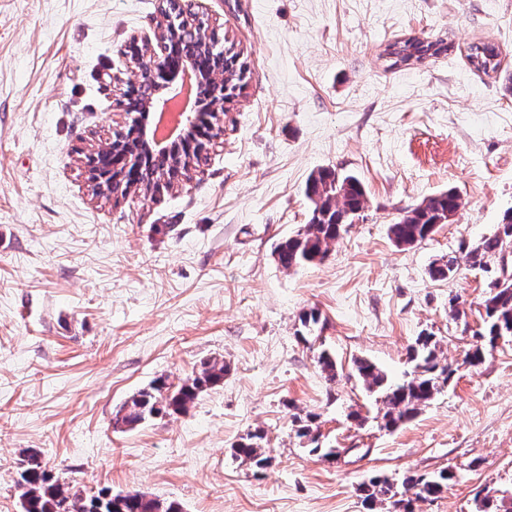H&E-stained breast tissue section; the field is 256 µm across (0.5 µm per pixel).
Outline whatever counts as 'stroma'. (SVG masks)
I'll list each match as a JSON object with an SVG mask.
<instances>
[{
    "label": "stroma",
    "mask_w": 512,
    "mask_h": 512,
    "mask_svg": "<svg viewBox=\"0 0 512 512\" xmlns=\"http://www.w3.org/2000/svg\"><path fill=\"white\" fill-rule=\"evenodd\" d=\"M159 3L0 0V512H22L31 450L86 493L183 512H386L363 482L442 469L454 479L413 512L512 493V337L463 363L489 275H429L512 207V0H193L243 50V94L188 181L115 203L92 194L84 155L125 125L127 45L153 37ZM408 36L450 49L387 69L385 45ZM476 43L498 48L500 72L470 64ZM326 167L355 173L365 206L323 261L283 269L274 247L307 224L305 184ZM449 189L454 222L396 246L390 224ZM424 333L457 372L415 418L379 428L353 363L401 382ZM213 358L224 381L186 412L114 426L133 394ZM309 415L339 456L297 436ZM254 433L263 470L234 453Z\"/></svg>",
    "instance_id": "stroma-1"
}]
</instances>
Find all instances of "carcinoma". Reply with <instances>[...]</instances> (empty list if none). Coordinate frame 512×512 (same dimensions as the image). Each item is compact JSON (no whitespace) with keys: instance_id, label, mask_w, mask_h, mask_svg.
Listing matches in <instances>:
<instances>
[{"instance_id":"obj_1","label":"carcinoma","mask_w":512,"mask_h":512,"mask_svg":"<svg viewBox=\"0 0 512 512\" xmlns=\"http://www.w3.org/2000/svg\"><path fill=\"white\" fill-rule=\"evenodd\" d=\"M227 50L225 62L235 69L233 85L225 97H235L236 86H244L243 80L247 63L235 44L224 40ZM448 51L443 41H426L416 37L387 44L382 53L387 67L401 68L414 66L430 56ZM471 64L487 74L496 73L500 68L499 53L489 44L475 45L469 55ZM305 195L311 202V217L306 229L280 241L275 247L278 263L287 269L297 268L323 259L330 243L341 236L344 226L355 214L364 208L366 195L359 178L348 171L340 174L336 170L322 168L313 173L306 184ZM461 200L452 190L442 191L427 198L389 225V235L398 247H412L429 237L437 224L449 223V216L458 212ZM512 209L506 211L495 231L482 238L476 245L467 248L462 257L448 256V260L434 264L429 270L431 277L445 279L454 273L459 260L473 268L489 271V263L499 261L498 272L490 278L489 291L483 302L484 314L481 324L474 332L476 344L465 353L463 363L475 367L482 362L486 347H492L501 336L512 334ZM438 341L431 334L420 335L410 346L408 355L414 363V370L403 383L392 385L387 375L376 364L367 359L354 362V372L365 390L377 395L382 407L377 418L385 429H393L400 423L415 417L420 406L432 400L439 390V383H447L455 375V369L438 360ZM224 362L208 360L199 372L174 385L164 378L154 381L150 388L142 390L127 401L116 415L115 426L133 429L157 416L183 413L208 386L224 381ZM262 436L252 434L235 448L239 457L251 460L257 467L264 468L270 462L259 443ZM25 489L21 494L23 512H182L177 502H164L144 493L129 492L112 495L104 490L84 494L72 490L53 477L43 467L38 453L28 452ZM453 474L443 470L430 477L408 475L402 481L403 490H398L388 479L376 476L360 488L363 501L373 507L387 502L391 512L401 510L402 503L411 504L406 497L410 492L418 499H425L440 493L448 486Z\"/></svg>"}]
</instances>
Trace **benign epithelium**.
<instances>
[{"label":"benign epithelium","mask_w":512,"mask_h":512,"mask_svg":"<svg viewBox=\"0 0 512 512\" xmlns=\"http://www.w3.org/2000/svg\"><path fill=\"white\" fill-rule=\"evenodd\" d=\"M198 34L202 57L185 50L180 30ZM157 45L137 49L151 58L125 81L118 106L130 121L114 139L87 152V180L100 195H111L112 179L133 176V186L157 184V191L188 179L207 156L221 131L224 86L232 75L224 68V40L219 29L179 2L173 15L169 0H161L156 23Z\"/></svg>","instance_id":"obj_1"}]
</instances>
